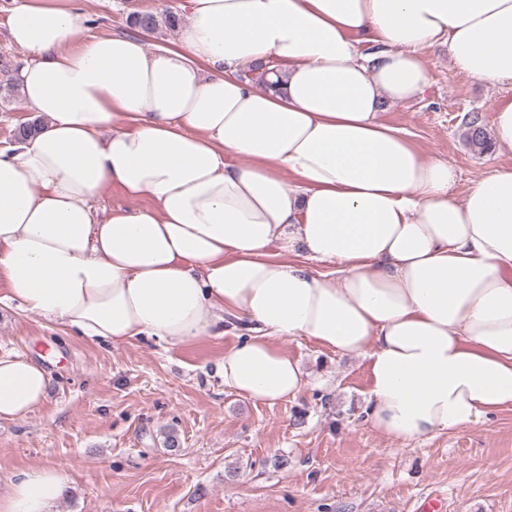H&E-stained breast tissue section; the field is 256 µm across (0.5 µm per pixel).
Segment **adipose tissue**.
<instances>
[{
    "label": "adipose tissue",
    "mask_w": 512,
    "mask_h": 512,
    "mask_svg": "<svg viewBox=\"0 0 512 512\" xmlns=\"http://www.w3.org/2000/svg\"><path fill=\"white\" fill-rule=\"evenodd\" d=\"M177 45L71 41L79 0H19L11 41L44 120L0 149V300L94 344L248 335L215 373L275 404L308 386L280 348L368 359L367 419L407 445L512 409V164L455 200L454 167L383 122L457 73L512 83V0H184ZM374 50L362 54V44ZM276 67L277 88L240 66ZM147 207L100 217L110 187ZM49 377L0 356V421ZM56 464L15 474L0 512H55Z\"/></svg>",
    "instance_id": "1"
}]
</instances>
